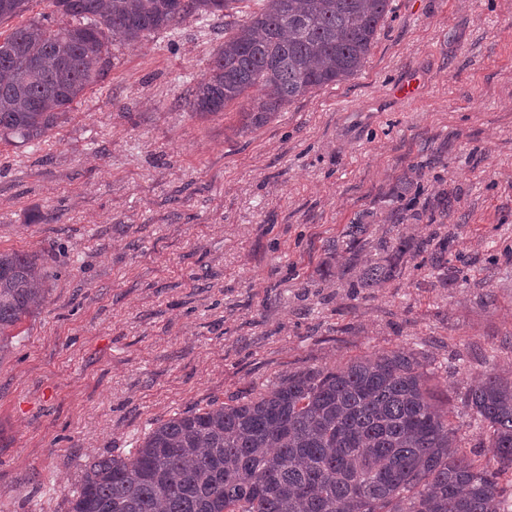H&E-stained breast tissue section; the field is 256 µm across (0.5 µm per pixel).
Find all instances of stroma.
I'll return each mask as SVG.
<instances>
[{
	"label": "stroma",
	"mask_w": 512,
	"mask_h": 512,
	"mask_svg": "<svg viewBox=\"0 0 512 512\" xmlns=\"http://www.w3.org/2000/svg\"><path fill=\"white\" fill-rule=\"evenodd\" d=\"M252 7L112 41L47 137L0 140V251L52 276L0 358V512H68L86 461L158 422L379 350L419 352L488 456L462 399L512 374V0H391L356 76L253 129L246 101L188 105L225 17ZM358 219L352 262L336 244ZM401 235L448 249L350 288Z\"/></svg>",
	"instance_id": "obj_1"
}]
</instances>
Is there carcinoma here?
<instances>
[{"label":"carcinoma","instance_id":"carcinoma-1","mask_svg":"<svg viewBox=\"0 0 512 512\" xmlns=\"http://www.w3.org/2000/svg\"><path fill=\"white\" fill-rule=\"evenodd\" d=\"M62 26L34 20L0 39V140L38 141L103 74L109 40L135 41L237 0H51ZM28 0H0V19ZM390 0H260L224 25L189 101L216 113L250 100L252 126L328 84L358 74ZM364 224L340 248L363 247ZM351 288H376L424 246L380 244ZM36 253L0 251V355L49 302ZM486 426L485 462L458 445L417 355L382 351L341 367L307 369L245 402L212 403L158 423L129 454L85 465L69 512H512V377L490 370L464 399Z\"/></svg>","mask_w":512,"mask_h":512}]
</instances>
